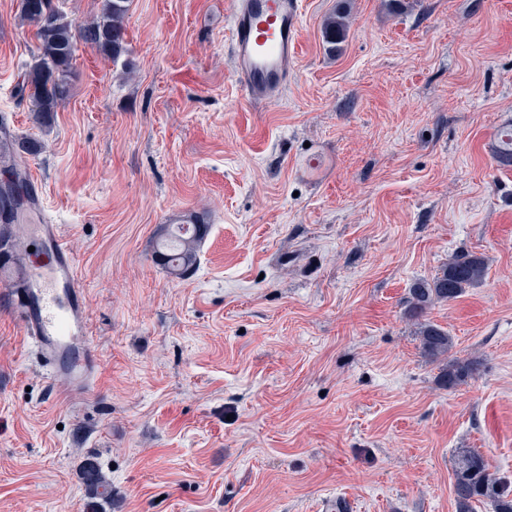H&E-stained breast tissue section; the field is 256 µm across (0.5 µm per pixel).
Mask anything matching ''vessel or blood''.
<instances>
[{
    "mask_svg": "<svg viewBox=\"0 0 512 512\" xmlns=\"http://www.w3.org/2000/svg\"><path fill=\"white\" fill-rule=\"evenodd\" d=\"M230 42L235 80L254 102L281 92L291 80L300 42L302 0H230ZM48 268L27 270L10 289L24 334L49 377L65 378L71 391L91 393L101 356L91 340L86 290L59 225L38 227Z\"/></svg>",
    "mask_w": 512,
    "mask_h": 512,
    "instance_id": "obj_1",
    "label": "vessel or blood"
}]
</instances>
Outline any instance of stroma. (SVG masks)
<instances>
[{
    "label": "stroma",
    "instance_id": "1",
    "mask_svg": "<svg viewBox=\"0 0 512 512\" xmlns=\"http://www.w3.org/2000/svg\"><path fill=\"white\" fill-rule=\"evenodd\" d=\"M303 0L288 88L237 85L229 0H132L127 52L79 44L51 127L18 92L37 53L21 0H0V126L20 144L29 224L51 217L77 258L95 392L45 375L0 273V512H456L455 460L512 477V0ZM204 219L192 275L157 232ZM459 251L483 283L436 304L454 389L419 349L410 287ZM341 6L336 7V12L327 17L324 22L323 37L329 52L335 53L341 49V45L347 37V29L349 27V11L340 1ZM481 362L474 358L454 359L446 362L440 372L442 385L448 389L455 388L475 378L479 373ZM81 478L89 492L95 497L111 498L112 490L99 465L86 461L80 469Z\"/></svg>",
    "mask_w": 512,
    "mask_h": 512
}]
</instances>
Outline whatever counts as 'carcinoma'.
<instances>
[{
    "mask_svg": "<svg viewBox=\"0 0 512 512\" xmlns=\"http://www.w3.org/2000/svg\"><path fill=\"white\" fill-rule=\"evenodd\" d=\"M130 0H102L100 15L86 25L68 19L56 0H22V14L35 26L38 54L33 65L24 74L22 91L32 100L36 119L49 127L54 113L68 97L77 39L95 47L102 55L116 62L125 52V18ZM349 11L337 6L336 12L324 22L323 37L328 51L336 53L347 37ZM496 152L499 163L512 166V131L498 141ZM0 170L10 173L7 179L11 190L10 217H0V250L20 249L17 221L34 204L27 189V172L17 159L13 137L0 134ZM209 232V225L196 219L186 224H164L160 228L155 258L172 276L185 278L195 269L197 249ZM486 261L471 252L452 254L448 263L430 280H421L409 288L406 314L418 325L421 353L432 360L448 355L454 339L447 330L427 319L429 310L437 303L455 300L469 288L483 283ZM481 362L474 358L454 359L445 363L440 372L442 385L448 389L467 383L479 373ZM81 478L95 497L110 498L112 490L99 465L85 462ZM453 491L457 512H476V505L486 501L495 512H512V483L504 476L489 471L484 457L476 450L462 452L454 469Z\"/></svg>",
    "mask_w": 512,
    "mask_h": 512,
    "instance_id": "1",
    "label": "carcinoma"
}]
</instances>
